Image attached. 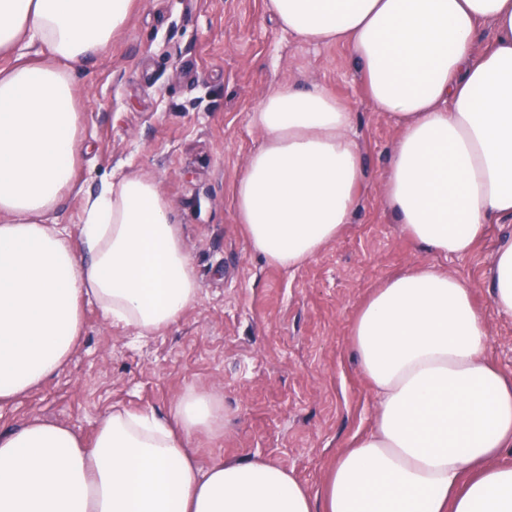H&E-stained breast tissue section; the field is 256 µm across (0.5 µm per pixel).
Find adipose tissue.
Segmentation results:
<instances>
[{
	"label": "adipose tissue",
	"mask_w": 512,
	"mask_h": 512,
	"mask_svg": "<svg viewBox=\"0 0 512 512\" xmlns=\"http://www.w3.org/2000/svg\"><path fill=\"white\" fill-rule=\"evenodd\" d=\"M138 0H0V404L63 373L84 306L152 336L199 286L170 200L130 171L85 190L74 72ZM277 27L351 52L365 98L398 131L382 202L436 256L512 223V0H264ZM262 135L232 189L267 263L293 271L351 224L367 173L355 114L327 87L279 82L247 116ZM82 201L77 226L63 203ZM512 318V241L488 271ZM377 402L310 491L260 458L206 465L223 408L187 389L167 409L112 408L90 435L38 417L0 429V512H512V373L487 355L471 285L414 265L372 289L350 327Z\"/></svg>",
	"instance_id": "obj_1"
}]
</instances>
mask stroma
Masks as SVG:
<instances>
[{
    "label": "stroma",
    "instance_id": "obj_1",
    "mask_svg": "<svg viewBox=\"0 0 512 512\" xmlns=\"http://www.w3.org/2000/svg\"><path fill=\"white\" fill-rule=\"evenodd\" d=\"M322 83L357 115L367 172L345 233L295 271L254 252L235 219L232 186L262 136L247 114L276 81ZM91 151L88 190L136 170L170 200L196 272L199 300L177 325L142 340L85 308L69 368L0 406V427L31 417L91 433L109 408L164 411L197 387L224 406V432L201 436L203 463L261 458L310 488L349 437L368 429L374 398L350 341L371 288L418 263L470 283L489 354L512 371V318L490 302L486 271L512 224L492 225L474 253L426 254L382 204L395 126L366 100L348 47L278 32L263 0H141L111 47L76 70Z\"/></svg>",
    "mask_w": 512,
    "mask_h": 512
}]
</instances>
